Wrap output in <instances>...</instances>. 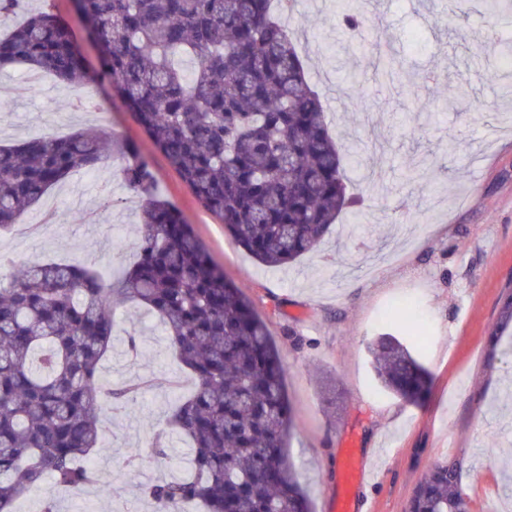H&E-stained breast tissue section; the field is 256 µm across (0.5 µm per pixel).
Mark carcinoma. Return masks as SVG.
<instances>
[{
	"label": "carcinoma",
	"instance_id": "cac0c4a2",
	"mask_svg": "<svg viewBox=\"0 0 512 512\" xmlns=\"http://www.w3.org/2000/svg\"><path fill=\"white\" fill-rule=\"evenodd\" d=\"M98 64H86L67 21L32 13L0 36V68L22 64L61 82L110 88L197 200L257 261L279 267L314 249L359 197L346 157L311 88L296 32L273 0H72ZM336 19L363 37L373 27L358 0ZM375 74L393 78L383 52ZM128 157L126 186L141 201L138 258L117 282L84 263L0 254V512L45 476L81 489L94 481L100 416L132 389L102 392L113 309L135 302L157 316L168 347L195 381L178 399L170 431L150 452L166 459L172 435L188 441L189 470L141 488L158 512H311L287 454L293 424L285 369L265 321L215 264L179 210L155 192L148 159L97 128L0 146V232L76 172ZM512 334V299L484 362ZM379 387L418 398L430 373L401 341L368 343ZM409 512H469L456 457L428 468Z\"/></svg>",
	"mask_w": 512,
	"mask_h": 512
}]
</instances>
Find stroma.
<instances>
[{
	"instance_id": "obj_1",
	"label": "stroma",
	"mask_w": 512,
	"mask_h": 512,
	"mask_svg": "<svg viewBox=\"0 0 512 512\" xmlns=\"http://www.w3.org/2000/svg\"><path fill=\"white\" fill-rule=\"evenodd\" d=\"M380 20L378 39L401 64L398 81L374 80L370 47H356L336 24V0H295L290 24L328 126L361 165L347 175L363 195L317 249L270 268L256 262L204 208L119 98L95 85L70 86L18 65L0 70V145L101 126L134 141L152 162L158 195L174 203L212 260L265 319L286 370L295 411L288 454L312 512H323L338 481V459L355 442L376 484L357 493L360 512H406L427 468L460 457L471 512H500L512 498V351L493 375L483 371L503 299L512 292V0L488 13L480 0H364ZM356 70L375 124L352 102L337 65ZM467 94L455 95L458 82ZM125 160L76 173L0 233V254L65 263L80 258L120 279L135 258L139 200L122 178ZM406 300L419 308V357L428 391L406 402L380 390L368 341L401 336L383 310ZM113 351L100 381L133 387L134 400L105 414L96 483L80 490L45 478L15 505L40 512H156L140 492L170 478L187 455L146 452L167 429L176 395L194 382L168 348L159 321L125 306L115 311ZM136 332L137 355L126 353ZM141 449L128 465L131 449Z\"/></svg>"
}]
</instances>
